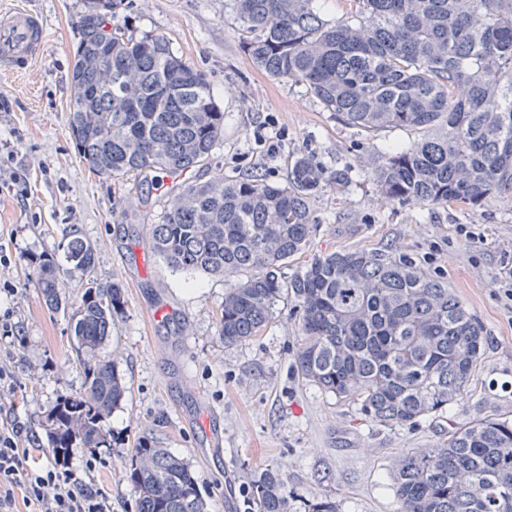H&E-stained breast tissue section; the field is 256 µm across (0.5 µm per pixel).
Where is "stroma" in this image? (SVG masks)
Listing matches in <instances>:
<instances>
[{"mask_svg":"<svg viewBox=\"0 0 512 512\" xmlns=\"http://www.w3.org/2000/svg\"><path fill=\"white\" fill-rule=\"evenodd\" d=\"M0 1L39 13L48 30L29 70L0 72V315L17 327L0 337V368L10 374L0 387V417L27 427L22 445L33 448L32 462L53 461L42 424L61 397L86 384L68 317L48 310L34 287L42 260L58 267L70 303H79L91 280L124 292V311L96 356L114 362L126 398L104 423V447L77 444L67 455L85 482L110 496L112 512L135 510L127 472L144 436L190 463L210 512H258L250 483L267 467L286 484L292 512H307L317 497L336 500L339 512H400L394 472L402 454L446 443L452 427L473 418L512 419V312L499 297L500 273L512 267V207L495 199L476 211L385 200L372 156L409 145L413 132L341 124L303 85L267 76L243 51L230 0H123L109 17L138 36L165 35L207 75L224 110L222 139L186 181L253 173L276 182L298 157H313L346 181L312 198L318 225L309 254L407 256L427 277L446 281L482 324L485 353L460 402L411 427L373 422L358 403L299 379L291 299L278 302L259 336L225 346L217 317L226 282L174 270L152 246V226L182 182L135 172L118 183L80 158L68 107L87 0ZM75 237L94 250L91 275L67 258ZM160 307L168 315L154 319ZM208 411L219 417L223 445H213L199 423ZM92 456L90 471L84 464Z\"/></svg>","mask_w":512,"mask_h":512,"instance_id":"1","label":"stroma"}]
</instances>
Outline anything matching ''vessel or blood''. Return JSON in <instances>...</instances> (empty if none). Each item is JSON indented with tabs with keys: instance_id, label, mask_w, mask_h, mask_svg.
I'll use <instances>...</instances> for the list:
<instances>
[{
	"instance_id": "vessel-or-blood-1",
	"label": "vessel or blood",
	"mask_w": 512,
	"mask_h": 512,
	"mask_svg": "<svg viewBox=\"0 0 512 512\" xmlns=\"http://www.w3.org/2000/svg\"><path fill=\"white\" fill-rule=\"evenodd\" d=\"M47 31L37 15L24 8L0 13V68L20 72L40 57Z\"/></svg>"
}]
</instances>
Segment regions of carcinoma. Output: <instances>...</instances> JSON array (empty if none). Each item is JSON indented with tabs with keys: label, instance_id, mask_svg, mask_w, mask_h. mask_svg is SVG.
Instances as JSON below:
<instances>
[{
	"label": "carcinoma",
	"instance_id": "obj_1",
	"mask_svg": "<svg viewBox=\"0 0 512 512\" xmlns=\"http://www.w3.org/2000/svg\"><path fill=\"white\" fill-rule=\"evenodd\" d=\"M122 0H90L71 70V136L95 173L112 181L204 162L224 132L206 75L162 34L106 28ZM252 63L302 84L340 122L365 131L403 128L417 139L376 157L372 178L398 204L482 208L512 201V0H350L324 17L319 0H232ZM332 178L297 158L282 183L260 175L183 186L152 227L153 248L176 270L232 279L218 318L230 346L256 337L279 301L299 313V377L361 404L382 425L440 416L467 394L486 344L484 329L445 281L409 260L358 250L315 254L294 275L282 269L309 245L310 201ZM68 258L86 274L94 251L74 238ZM35 287L53 312L69 308L50 261ZM117 284L91 286L70 314L86 356L85 390L50 411L43 429L61 457L107 442L104 420L126 386L95 359L124 310ZM127 480L136 512H208L190 465L144 437ZM401 512H512V421L476 418L448 443L402 455ZM259 512H291V496L266 468L251 480Z\"/></svg>",
	"mask_w": 512,
	"mask_h": 512
}]
</instances>
